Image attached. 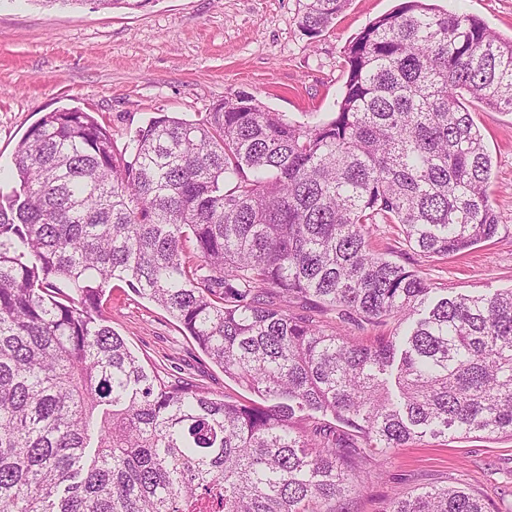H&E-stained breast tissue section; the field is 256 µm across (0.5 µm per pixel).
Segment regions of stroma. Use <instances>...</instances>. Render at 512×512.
I'll return each mask as SVG.
<instances>
[{"instance_id":"35a3bbf8","label":"stroma","mask_w":512,"mask_h":512,"mask_svg":"<svg viewBox=\"0 0 512 512\" xmlns=\"http://www.w3.org/2000/svg\"><path fill=\"white\" fill-rule=\"evenodd\" d=\"M398 3L348 0L328 29L311 37L298 24L301 0H145L112 11L90 0L75 7L0 0V191L11 186L17 142L58 109L91 113L110 129L120 153L155 113L196 121L240 91L289 120H323L344 90L345 47ZM434 4L512 36V0ZM465 105L492 157L497 236L448 257L413 249L395 224L373 226L368 238L373 250L451 296L512 288V112L470 98ZM104 310L145 366L198 383L217 397L249 399L173 317L125 283L113 282ZM432 485L469 488L491 512H512V436L426 437L389 450L363 473L351 512H385L395 491Z\"/></svg>"}]
</instances>
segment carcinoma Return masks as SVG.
<instances>
[{
  "label": "carcinoma",
  "mask_w": 512,
  "mask_h": 512,
  "mask_svg": "<svg viewBox=\"0 0 512 512\" xmlns=\"http://www.w3.org/2000/svg\"><path fill=\"white\" fill-rule=\"evenodd\" d=\"M346 2L305 0L300 28ZM345 62L312 126L238 92L194 123L156 114L126 155L76 108L21 138L0 195V512H343L392 448L512 435V289L439 298L367 241L399 224L448 256L497 235L462 99L512 112V37L402 0ZM114 280L256 400L146 370L104 313ZM287 297L378 334L353 343ZM487 509L447 486L387 512Z\"/></svg>",
  "instance_id": "obj_1"
}]
</instances>
